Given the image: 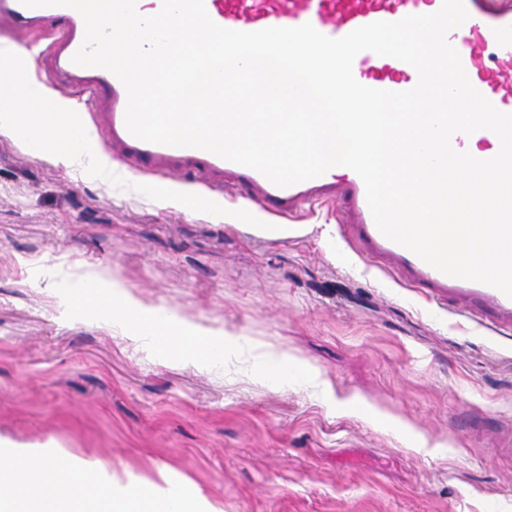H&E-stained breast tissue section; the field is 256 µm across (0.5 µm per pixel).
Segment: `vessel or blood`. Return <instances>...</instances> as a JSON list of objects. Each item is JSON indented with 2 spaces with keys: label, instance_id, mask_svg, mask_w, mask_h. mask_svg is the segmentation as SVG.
<instances>
[{
  "label": "vessel or blood",
  "instance_id": "obj_1",
  "mask_svg": "<svg viewBox=\"0 0 512 512\" xmlns=\"http://www.w3.org/2000/svg\"><path fill=\"white\" fill-rule=\"evenodd\" d=\"M210 18L237 31L312 24L320 33L340 38L377 21L395 22L411 14L439 10L442 0H204ZM468 19L448 34L463 68L476 90L500 111L512 113V0H465ZM0 28L49 33L50 78L80 88L100 106L93 122L111 153L129 166L146 167L170 179L182 169L196 167L209 177L215 191L242 190L268 214L285 217L308 201H337L352 217L346 239L375 265L391 272L409 287L425 290L436 300L452 299L464 313L488 310L498 326L512 327V298L490 285L446 275L409 249L391 241L377 228L366 199L365 185L356 172L337 180L334 171L280 188L260 172L193 147H173L143 141L125 125L127 92L110 71L80 67L72 57L81 47L85 23L81 14L65 6L27 7L20 0H0ZM353 74L364 86L402 92L412 89L416 70L406 62L370 51L359 53ZM489 130L454 134L455 150L470 148L474 157H494L499 144L489 141Z\"/></svg>",
  "mask_w": 512,
  "mask_h": 512
}]
</instances>
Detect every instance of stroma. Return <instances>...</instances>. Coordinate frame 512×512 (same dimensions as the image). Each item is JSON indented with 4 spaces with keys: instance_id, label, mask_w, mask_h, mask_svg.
Masks as SVG:
<instances>
[{
    "instance_id": "35a3bbf8",
    "label": "stroma",
    "mask_w": 512,
    "mask_h": 512,
    "mask_svg": "<svg viewBox=\"0 0 512 512\" xmlns=\"http://www.w3.org/2000/svg\"><path fill=\"white\" fill-rule=\"evenodd\" d=\"M188 216L0 135V436L52 443L135 479L188 478L224 512H512V328L468 322L320 237ZM112 278L203 327L259 338L321 373L324 394L162 362L116 324L69 320L61 279ZM362 402L435 453L369 424Z\"/></svg>"
}]
</instances>
